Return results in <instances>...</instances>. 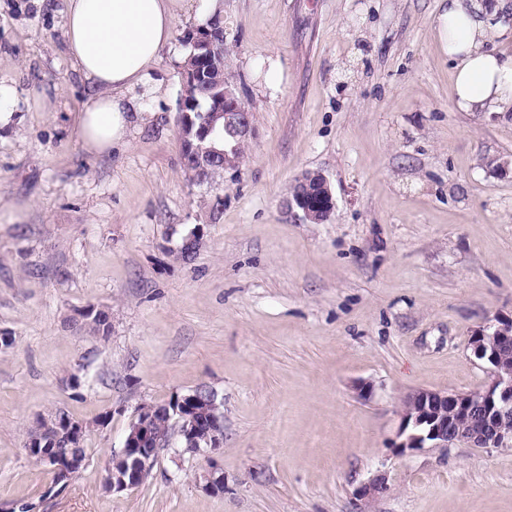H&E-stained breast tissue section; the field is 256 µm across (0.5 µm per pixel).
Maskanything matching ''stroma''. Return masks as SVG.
Wrapping results in <instances>:
<instances>
[{
	"label": "stroma",
	"instance_id": "obj_1",
	"mask_svg": "<svg viewBox=\"0 0 512 512\" xmlns=\"http://www.w3.org/2000/svg\"><path fill=\"white\" fill-rule=\"evenodd\" d=\"M203 8L177 17L160 92H133L147 122L95 155L74 133L92 91L68 55L66 0H0V84L15 92L0 128V331L15 337L0 348V502L512 512V448L392 446L412 392L491 382L470 338L512 318V115L454 107L440 0H224V77L253 133L237 167L196 181L178 118ZM306 171L331 185L327 222L282 206ZM91 303L112 311L108 339L71 328ZM81 368L92 382L72 388ZM201 385L224 402L214 458L165 448L143 484L106 491L135 409ZM61 411L89 431L86 468L57 486L23 444ZM213 462L218 496L202 488ZM376 474L387 491L358 498Z\"/></svg>",
	"mask_w": 512,
	"mask_h": 512
}]
</instances>
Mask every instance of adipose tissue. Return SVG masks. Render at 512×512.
<instances>
[{
  "label": "adipose tissue",
  "instance_id": "adipose-tissue-1",
  "mask_svg": "<svg viewBox=\"0 0 512 512\" xmlns=\"http://www.w3.org/2000/svg\"><path fill=\"white\" fill-rule=\"evenodd\" d=\"M180 7L181 0H67L68 51L94 89L75 127L87 151L112 152L130 128L145 122L125 92L151 85ZM434 31L454 67L456 107L512 112V53L490 49L496 32L472 0H442Z\"/></svg>",
  "mask_w": 512,
  "mask_h": 512
}]
</instances>
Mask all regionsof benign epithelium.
<instances>
[{
  "mask_svg": "<svg viewBox=\"0 0 512 512\" xmlns=\"http://www.w3.org/2000/svg\"><path fill=\"white\" fill-rule=\"evenodd\" d=\"M194 43L201 53L197 64L187 68L181 96V112H188L192 95L199 81L212 72L209 67L212 38L209 32L198 33ZM236 87L224 83V100L217 105L215 115L223 117L224 130L232 137L246 140L252 135L250 114L239 104ZM294 191L283 201L290 212L297 213L310 223L327 221L335 208V200L326 177L320 172L307 171L296 178ZM474 356L489 366L491 383L482 390L466 393H442L418 390L405 400L400 411V424L393 447L404 452L417 448H447L466 443L475 448L512 447V319H497L475 331L471 336ZM207 395L193 392L179 400V406L167 413L166 418L179 425V442L183 451L193 456H211L219 450L221 439L217 435L200 441L196 435L197 421L206 418L216 428L224 419L223 403L212 389ZM476 415L465 428L461 419ZM65 436L70 447H80L87 425L67 416ZM158 418L149 409L134 412L131 432L125 437L122 449L112 455V475L105 476V483L112 493L123 492L133 486L131 472L127 470L129 459L137 460V468L144 470L155 464L153 455L141 447L154 437ZM28 455L39 463L50 466L54 481L67 483L79 475L86 466V459L76 452L66 457L46 456L41 448L27 449ZM202 488L209 494L224 493V472L216 466L203 476ZM387 490L382 476H374L357 489L360 498H377Z\"/></svg>",
  "mask_w": 512,
  "mask_h": 512,
  "instance_id": "obj_1",
  "label": "benign epithelium"
}]
</instances>
